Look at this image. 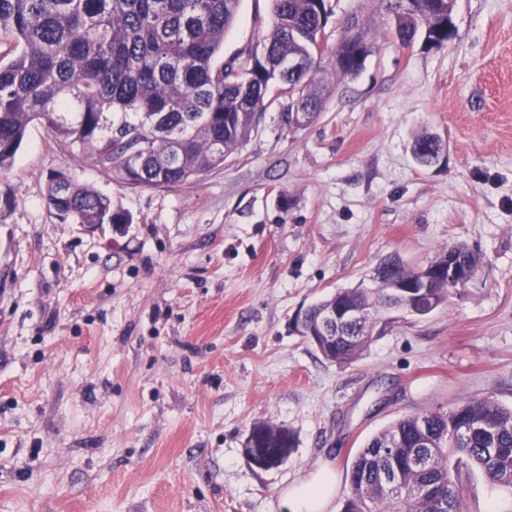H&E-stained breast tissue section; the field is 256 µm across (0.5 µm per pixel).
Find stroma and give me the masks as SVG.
Instances as JSON below:
<instances>
[{
  "instance_id": "stroma-1",
  "label": "stroma",
  "mask_w": 512,
  "mask_h": 512,
  "mask_svg": "<svg viewBox=\"0 0 512 512\" xmlns=\"http://www.w3.org/2000/svg\"><path fill=\"white\" fill-rule=\"evenodd\" d=\"M334 50L358 16L363 69L316 75L324 107L284 127L274 102L223 166L172 188L107 179L33 123L0 172V512H281L292 482L347 472L399 418L462 398L512 406V0H457V36H385L380 0H327ZM271 0H242L217 61L259 48ZM443 151L420 165L413 138ZM65 169L133 221L90 231L46 203ZM465 245L475 279L377 328L336 364L295 314ZM257 423L290 429L278 467L247 461Z\"/></svg>"
}]
</instances>
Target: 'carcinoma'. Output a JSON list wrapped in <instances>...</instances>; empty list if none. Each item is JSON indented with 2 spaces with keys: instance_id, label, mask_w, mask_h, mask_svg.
<instances>
[{
  "instance_id": "carcinoma-1",
  "label": "carcinoma",
  "mask_w": 512,
  "mask_h": 512,
  "mask_svg": "<svg viewBox=\"0 0 512 512\" xmlns=\"http://www.w3.org/2000/svg\"><path fill=\"white\" fill-rule=\"evenodd\" d=\"M272 25L261 50L221 64L215 56L241 0H0V33L13 47L0 56V170L9 168L34 121L77 145L114 181L173 187L222 164L246 143L269 103L297 98L317 117L322 92L316 52L327 24L324 0H272ZM435 35L441 47L456 36L431 12L395 15L390 31ZM336 76L356 75L366 57L346 52ZM300 57L306 68L288 71ZM46 199L63 221L129 224L130 214L74 177L55 172ZM425 267L393 257L387 279L418 282ZM448 284L430 282L428 312L448 302ZM367 310L370 326H333L327 358L356 360L375 328L402 302L383 288H346L308 307L316 320L330 306ZM253 444L274 460L295 445L285 427L258 423ZM480 472L512 493V408L490 398L400 418L373 435L348 473L341 512H464L459 475ZM448 490L438 507L421 496Z\"/></svg>"
}]
</instances>
